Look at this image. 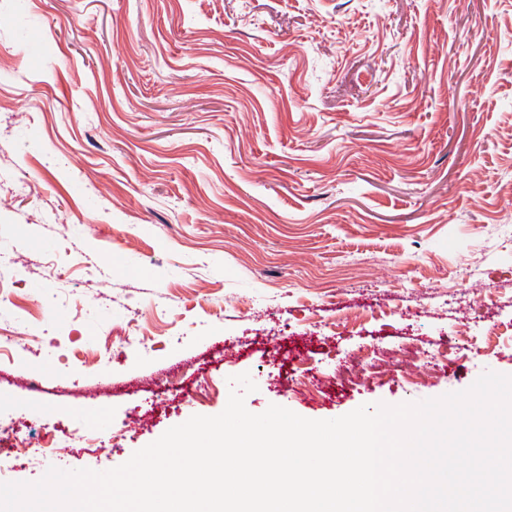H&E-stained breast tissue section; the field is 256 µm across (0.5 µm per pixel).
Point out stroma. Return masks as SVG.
I'll return each mask as SVG.
<instances>
[{
  "label": "stroma",
  "instance_id": "1",
  "mask_svg": "<svg viewBox=\"0 0 512 512\" xmlns=\"http://www.w3.org/2000/svg\"><path fill=\"white\" fill-rule=\"evenodd\" d=\"M26 11L22 30L0 0L17 112L0 120V252L18 259L0 301V482L122 465L221 413L245 372L248 411L314 420L512 375V0ZM460 315L504 333L419 387L337 391L350 352L430 349ZM97 416L109 427L84 449ZM19 439L48 455L16 460Z\"/></svg>",
  "mask_w": 512,
  "mask_h": 512
}]
</instances>
